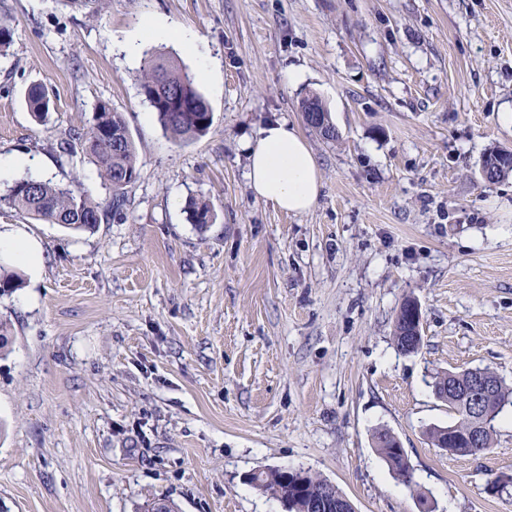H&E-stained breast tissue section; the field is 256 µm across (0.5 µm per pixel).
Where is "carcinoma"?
<instances>
[{"label": "carcinoma", "mask_w": 512, "mask_h": 512, "mask_svg": "<svg viewBox=\"0 0 512 512\" xmlns=\"http://www.w3.org/2000/svg\"><path fill=\"white\" fill-rule=\"evenodd\" d=\"M136 81L140 94L153 107L161 127L175 143L197 139L209 131L213 122L209 104L198 91L195 77L178 60L151 56L144 61ZM170 95L180 97V109L174 110L169 106L167 98ZM27 100L35 118L44 120L50 111V103L42 88H30ZM307 107L317 111L319 121L315 129L319 130V134L326 139L334 138L328 129L329 113L319 99L314 96L305 98L302 108ZM57 148L67 156L81 152L96 166L101 179L112 189L109 205L103 208L76 194L69 183L31 177L22 178L9 186L0 196V205L14 209L31 220L58 224L71 230H91L101 221L112 217V212L120 211L125 203L126 187L139 176L136 149L122 114L115 111L107 101L97 102L88 131L68 135V138L57 144ZM485 163L492 167L490 180L503 178L512 173V151L492 149ZM189 213L192 223L201 229L212 221L211 207L205 201L191 200ZM21 286L18 273L0 268V294L11 293ZM411 301L412 298L408 297L402 302L394 320L393 342L400 351L405 350V342L413 334L409 313ZM482 375L493 383V391L486 398L485 405L497 416L506 405L512 404V385L487 369L482 370ZM472 376L469 369L451 377L444 372L437 375L434 382L436 388L448 387V409L455 414V420L449 424L452 432L446 434L443 428L432 427L429 437L437 447L457 456H473L485 452V449L492 447L496 435L495 425L492 424L482 430L481 447L468 448L463 442V435L470 428L471 419L477 417L464 397V388L470 385ZM373 440L378 453L394 475L406 486H412L410 463L404 450L396 447L389 431H376ZM291 477L292 482L287 483L280 470L269 469L253 474L251 482L259 490L288 504L292 512H304L302 505L315 499L324 501L323 512H351L353 509V505L340 490L326 493L328 480L311 471L297 469Z\"/></svg>", "instance_id": "cac0c4a2"}]
</instances>
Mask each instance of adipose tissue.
<instances>
[{
	"mask_svg": "<svg viewBox=\"0 0 512 512\" xmlns=\"http://www.w3.org/2000/svg\"><path fill=\"white\" fill-rule=\"evenodd\" d=\"M248 179L256 197L289 214L309 211L322 186L320 169L307 141L284 122L261 130L249 152Z\"/></svg>",
	"mask_w": 512,
	"mask_h": 512,
	"instance_id": "obj_1",
	"label": "adipose tissue"
}]
</instances>
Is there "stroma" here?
Listing matches in <instances>:
<instances>
[{
    "instance_id": "1",
    "label": "stroma",
    "mask_w": 512,
    "mask_h": 512,
    "mask_svg": "<svg viewBox=\"0 0 512 512\" xmlns=\"http://www.w3.org/2000/svg\"><path fill=\"white\" fill-rule=\"evenodd\" d=\"M152 19L193 33L212 67L213 123L175 144L134 80ZM0 154L112 198L96 167L55 143L86 131L97 100L126 122L140 176L120 213L88 231L0 209L36 269L0 256L22 288L0 295V512H286L248 483L305 468L356 512H512V406L492 448L459 457L427 431L453 422L437 373L488 368L512 383V0H0ZM134 37L136 55L119 46ZM43 84L46 121L25 100ZM317 96L337 137L306 124ZM270 122L298 128L323 186L292 215L250 189L248 147ZM213 220L198 229L190 199ZM422 311L412 354L392 340L405 297ZM414 468L398 482L372 435ZM485 160L486 166H491L490 181H495L512 173V151L492 149Z\"/></svg>"
}]
</instances>
